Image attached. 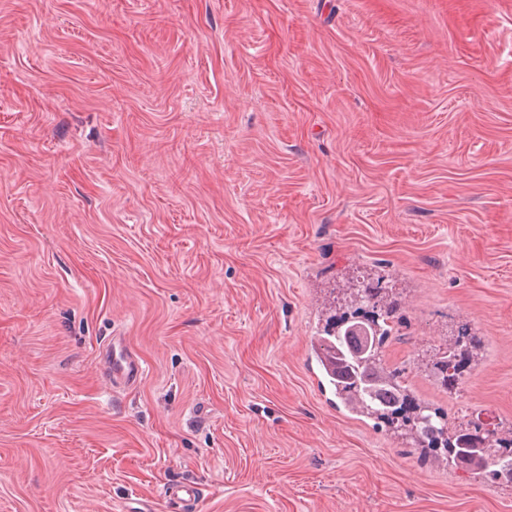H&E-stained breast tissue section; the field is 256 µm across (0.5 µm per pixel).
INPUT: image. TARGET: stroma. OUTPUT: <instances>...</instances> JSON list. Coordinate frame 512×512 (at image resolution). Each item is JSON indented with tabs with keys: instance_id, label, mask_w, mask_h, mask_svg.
Returning <instances> with one entry per match:
<instances>
[{
	"instance_id": "obj_1",
	"label": "stroma",
	"mask_w": 512,
	"mask_h": 512,
	"mask_svg": "<svg viewBox=\"0 0 512 512\" xmlns=\"http://www.w3.org/2000/svg\"><path fill=\"white\" fill-rule=\"evenodd\" d=\"M385 359L512 425V0H0V512H512L336 399L356 276ZM456 391L417 368L459 326ZM124 337L146 373L113 387ZM166 497L175 512H196L202 500V490L197 482L179 480L166 487Z\"/></svg>"
}]
</instances>
